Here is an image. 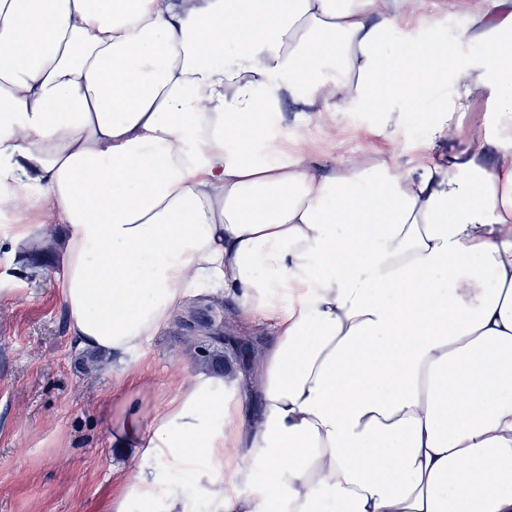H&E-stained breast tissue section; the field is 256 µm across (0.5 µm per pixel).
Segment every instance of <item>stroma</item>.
<instances>
[{
    "label": "stroma",
    "mask_w": 512,
    "mask_h": 512,
    "mask_svg": "<svg viewBox=\"0 0 512 512\" xmlns=\"http://www.w3.org/2000/svg\"><path fill=\"white\" fill-rule=\"evenodd\" d=\"M426 2L427 24L392 30L386 51L404 52L421 37L448 44L461 59L477 54L465 33L453 32L449 24L468 21L479 0ZM436 107V96L422 97L387 135L376 133L372 113L354 106L339 109L335 129H321L303 117L289 122L288 130L305 132L339 156L383 161L399 172L417 161ZM189 304L211 307L215 326L230 342L266 336L262 325L238 318L231 300L201 296ZM149 356L142 395L148 411L160 404L181 368L192 365L195 341L176 321L150 341ZM80 357L68 338L55 283L0 250V512H102L104 500L118 488L116 473L138 467L130 449L110 441L119 404L111 395V364L85 373Z\"/></svg>",
    "instance_id": "35a3bbf8"
}]
</instances>
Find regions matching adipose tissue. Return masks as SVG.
Instances as JSON below:
<instances>
[{"instance_id": "obj_1", "label": "adipose tissue", "mask_w": 512, "mask_h": 512, "mask_svg": "<svg viewBox=\"0 0 512 512\" xmlns=\"http://www.w3.org/2000/svg\"><path fill=\"white\" fill-rule=\"evenodd\" d=\"M424 5L0 0V245L56 215L47 275L141 461L105 512H512V0L471 14L409 170L328 158L283 110L386 132L449 74L431 40L385 50ZM201 293L266 326L254 371L145 415L148 343Z\"/></svg>"}]
</instances>
